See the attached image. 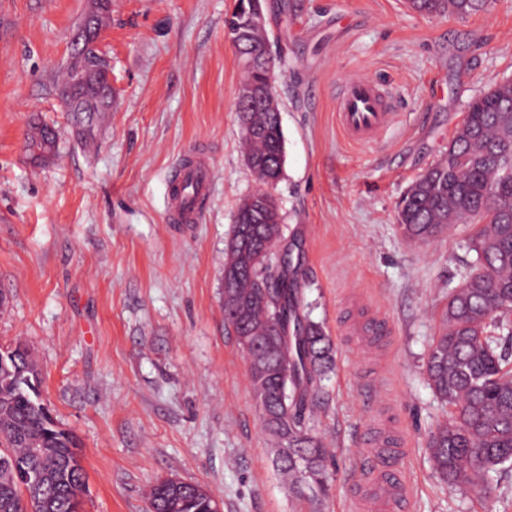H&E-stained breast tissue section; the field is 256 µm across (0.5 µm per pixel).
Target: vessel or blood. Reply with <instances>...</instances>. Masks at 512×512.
I'll return each instance as SVG.
<instances>
[{
    "label": "vessel or blood",
    "instance_id": "vessel-or-blood-1",
    "mask_svg": "<svg viewBox=\"0 0 512 512\" xmlns=\"http://www.w3.org/2000/svg\"><path fill=\"white\" fill-rule=\"evenodd\" d=\"M336 112L341 130L356 142L375 139L396 118L394 106L382 87L364 78L351 79L345 85ZM175 177L177 181L189 182L199 196L209 192L211 171L204 163L179 167ZM392 444V439L385 435L371 438V448L359 473L358 484L363 488H377L385 505L395 507L407 498V482L392 462Z\"/></svg>",
    "mask_w": 512,
    "mask_h": 512
}]
</instances>
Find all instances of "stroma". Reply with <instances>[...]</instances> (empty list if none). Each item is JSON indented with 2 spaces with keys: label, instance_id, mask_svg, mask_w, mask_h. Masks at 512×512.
<instances>
[{
  "label": "stroma",
  "instance_id": "1",
  "mask_svg": "<svg viewBox=\"0 0 512 512\" xmlns=\"http://www.w3.org/2000/svg\"><path fill=\"white\" fill-rule=\"evenodd\" d=\"M234 0H112L101 46L112 109L73 117L59 91L89 0H0V350L22 345L41 400L77 440L82 512H146L162 477L205 485L223 512H353L365 442L393 424L408 498L397 512H512V467L479 497L434 470L427 439L448 408L426 362L467 255L468 225L402 237L397 208L446 152L468 103L512 79V0L463 19L406 0H266L285 140L274 190L279 250L323 324L333 370L306 413L329 450L327 481L288 484L263 430L248 367L224 330V262L240 200L258 185L235 110L241 69L225 35ZM396 103L373 142L345 137L351 78ZM40 122L56 155L33 164ZM94 136L93 148L83 141ZM212 171L201 220L168 218L172 173ZM375 318L359 343L346 323Z\"/></svg>",
  "mask_w": 512,
  "mask_h": 512
}]
</instances>
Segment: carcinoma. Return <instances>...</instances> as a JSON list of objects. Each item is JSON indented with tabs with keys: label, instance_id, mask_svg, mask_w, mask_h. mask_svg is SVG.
<instances>
[{
	"label": "carcinoma",
	"instance_id": "carcinoma-1",
	"mask_svg": "<svg viewBox=\"0 0 512 512\" xmlns=\"http://www.w3.org/2000/svg\"><path fill=\"white\" fill-rule=\"evenodd\" d=\"M489 0H409L424 14L464 18L483 11ZM246 0H235L224 25L241 52L238 36ZM237 104L249 106L244 93L260 82L244 68ZM48 128L33 125L31 143L48 141L33 161L54 156L57 140ZM247 157L259 188L278 182L284 154L281 123L272 112L260 113L249 139ZM281 215L276 199L250 210L247 199L237 212L226 247L240 252L239 272L224 280V327L244 351L258 400L263 428L277 442V464L293 480L319 481L326 449L305 431L309 400L333 363V348L323 327L308 322L306 336L287 351L278 349L279 326L301 304L299 288L285 281L274 263ZM401 234L429 241L452 224H469L463 241L475 255L462 274L460 288L448 296L442 332L433 339L427 376L448 406V420L429 437V452L449 484L489 493L486 476L512 463V83L489 87L467 106L462 129L443 157L417 179L399 204ZM11 361L17 378L0 375V462L13 458L47 476L38 488L39 512H76V495L85 471L72 434L61 430L32 391L39 384L37 365L27 349L15 348ZM41 440L48 458L30 455V442ZM30 487L0 471V512H32ZM213 495L202 485H175L160 479L148 494V512H210Z\"/></svg>",
	"mask_w": 512,
	"mask_h": 512
}]
</instances>
